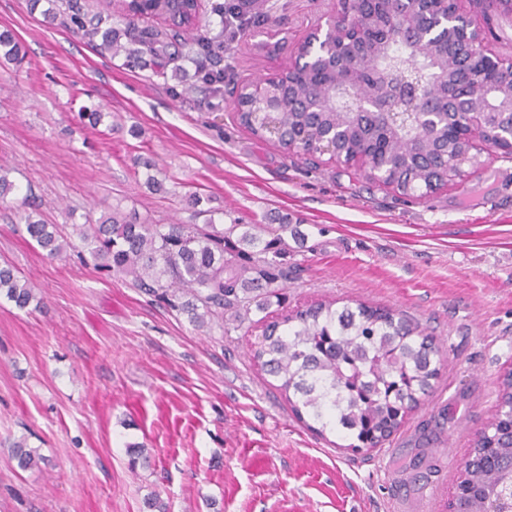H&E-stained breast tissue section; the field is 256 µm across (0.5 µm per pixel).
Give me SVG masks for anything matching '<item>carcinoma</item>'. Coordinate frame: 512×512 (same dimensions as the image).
Masks as SVG:
<instances>
[{"label":"carcinoma","instance_id":"obj_1","mask_svg":"<svg viewBox=\"0 0 512 512\" xmlns=\"http://www.w3.org/2000/svg\"><path fill=\"white\" fill-rule=\"evenodd\" d=\"M266 0H234L217 3L214 11L222 17L243 16L255 10L254 22L270 19L263 11ZM70 29L89 40L100 37L98 52L112 57L124 56L126 62L140 68L150 67L159 75L182 77L184 67L178 59L192 60L201 53L209 55L216 74L224 73V31L213 36L196 34L193 28L175 21L170 33L157 27H141L125 13L118 14V26L101 28L88 17L85 0H65ZM362 12L382 20L390 18L399 5L389 0H362ZM190 45L192 54L180 48ZM25 54L15 32L0 28V59L20 63ZM408 63H417L429 76V89L436 87L433 70L427 68L421 52L410 46L392 50L376 64L377 75L385 79ZM295 98L322 97L330 89L321 82L297 76L291 87ZM283 129L307 125L309 144L321 139L333 127V121H317L313 115L282 106L278 115ZM352 147L384 160L385 153L408 160L399 170L405 186H426L432 172L415 162V154L430 150L428 141L417 138L410 128L392 132L378 124L371 128L358 125ZM26 232L49 257H60L69 249L82 254L74 243L51 224L33 219L30 212L20 215ZM215 225L137 223L115 213L95 223L75 225L73 233L94 261V266L116 272L137 286L185 313L197 327L210 323L243 322L251 303L265 310L272 303L282 304L283 296L273 284L282 278L277 265L261 260L256 253L238 250V261L224 259L226 234ZM0 293L19 309L36 299L34 287L21 278L10 264L0 265ZM252 359L275 381L299 418L309 417L318 431H339L354 436L374 448L385 441L419 402L439 371V348L433 337L418 331L401 314L385 308L362 305L336 307L319 303L284 314L269 323L262 341L252 350ZM496 443L498 460L486 470L481 465L467 474L468 490L474 492L466 507L470 512H489L498 508V496L512 480V434L494 421L473 441L474 453ZM11 456L21 470L41 468L48 460L24 441L13 444Z\"/></svg>","mask_w":512,"mask_h":512}]
</instances>
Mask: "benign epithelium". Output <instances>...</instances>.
Instances as JSON below:
<instances>
[{"mask_svg":"<svg viewBox=\"0 0 512 512\" xmlns=\"http://www.w3.org/2000/svg\"><path fill=\"white\" fill-rule=\"evenodd\" d=\"M172 2L178 4L176 12L182 19L198 20L196 5L200 0ZM409 3L412 8L405 11L397 30L375 46L373 59L389 53L392 46L405 43L411 15L436 16L445 22L448 35L464 34L462 54L481 62L484 78L476 82L475 91H469L467 81L459 76L458 59L443 57L433 47L425 55L435 62V72L443 75L438 92L427 93L414 81L367 88L372 65L352 60L346 54L348 46L368 28L365 16L358 11V0H336V8L324 14L325 23L319 24L301 43L306 52L288 70L301 69L311 78L326 76L332 80L336 97L312 107L319 115L341 112L350 118L358 113L387 112L415 116L421 135L436 142L448 154V168L440 183L426 188V192L436 193L464 182L478 168L482 155L498 152L512 155V133L507 137L501 134V120L506 116L512 119V60L488 43L484 31L475 26L464 8V0H409ZM284 76L281 72L246 88L252 100L248 105L250 111H280L283 93L290 86L283 80ZM266 131L271 139L284 144L288 152H303L300 135L278 136L271 124L266 126ZM350 133L351 122L346 120L333 136L315 144V155H325L328 163L357 169L376 184L402 192L398 181L392 178L394 158L387 156L376 165L366 155L340 148L350 140Z\"/></svg>","mask_w":512,"mask_h":512,"instance_id":"obj_1","label":"benign epithelium"}]
</instances>
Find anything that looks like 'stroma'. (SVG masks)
I'll return each mask as SVG.
<instances>
[{
	"mask_svg": "<svg viewBox=\"0 0 512 512\" xmlns=\"http://www.w3.org/2000/svg\"><path fill=\"white\" fill-rule=\"evenodd\" d=\"M269 4L263 30L280 50L229 42L235 85L284 69L334 6ZM465 8L511 55L512 15L494 0ZM64 19L0 0V27L26 51L0 63V165L16 186L0 199V264L39 300L0 297V512H150L151 499L167 512H446L512 372V158L406 200L256 138L232 93L215 110L204 94L173 96L170 78L102 58ZM98 106L97 128L78 123L79 108ZM191 193L220 230L287 222L266 254L285 273L282 306L227 332L199 328L74 252L46 257L15 218L26 199L65 229L116 208L189 224ZM327 300L400 312L441 350L431 388L379 447L307 428L251 358L263 315ZM21 438L48 466L18 468L9 448ZM137 450L148 462L133 468Z\"/></svg>",
	"mask_w": 512,
	"mask_h": 512,
	"instance_id": "35a3bbf8",
	"label": "stroma"
}]
</instances>
